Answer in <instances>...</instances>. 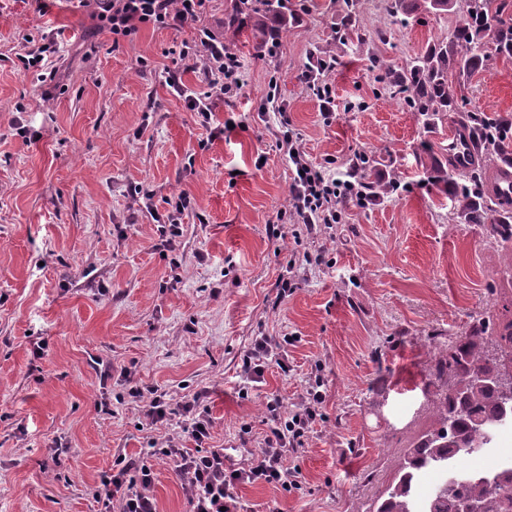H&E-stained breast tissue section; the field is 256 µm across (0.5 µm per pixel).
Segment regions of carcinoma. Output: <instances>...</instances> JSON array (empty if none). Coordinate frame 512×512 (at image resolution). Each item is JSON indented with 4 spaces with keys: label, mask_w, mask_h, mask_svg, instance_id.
Returning a JSON list of instances; mask_svg holds the SVG:
<instances>
[{
    "label": "carcinoma",
    "mask_w": 512,
    "mask_h": 512,
    "mask_svg": "<svg viewBox=\"0 0 512 512\" xmlns=\"http://www.w3.org/2000/svg\"><path fill=\"white\" fill-rule=\"evenodd\" d=\"M462 9L465 23L446 44L430 47L403 70L390 69L385 76L404 94L407 107L433 124L456 107L448 82V71L465 76L483 65L487 43L474 29L475 20L485 22L495 15L493 0H429V9L446 12ZM481 138L487 158L505 151V142L483 138L481 117L468 116ZM458 218L482 224L485 216H496L489 225L495 240L512 239V214L493 208L495 201L477 203L471 194H460ZM432 376L441 392L432 401L435 423L412 448L397 482L385 491L377 512H459L468 501L478 512H512V472L480 477L458 472L466 455L495 447V430L512 421V316L484 321L476 332L461 335L436 362ZM438 472L440 483L427 492L420 490L419 474Z\"/></svg>",
    "instance_id": "1"
}]
</instances>
